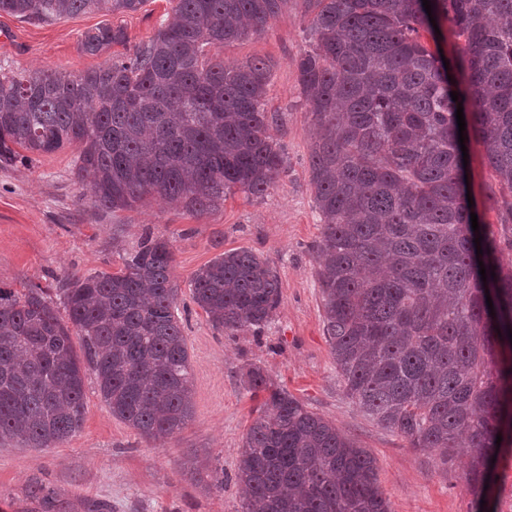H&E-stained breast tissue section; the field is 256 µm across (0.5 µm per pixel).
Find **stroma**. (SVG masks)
Returning <instances> with one entry per match:
<instances>
[{
  "instance_id": "35a3bbf8",
  "label": "stroma",
  "mask_w": 512,
  "mask_h": 512,
  "mask_svg": "<svg viewBox=\"0 0 512 512\" xmlns=\"http://www.w3.org/2000/svg\"><path fill=\"white\" fill-rule=\"evenodd\" d=\"M170 0H147L130 14L87 13L53 22L0 15V62L21 71H86L132 54L170 13ZM306 0H285L261 31L224 46L225 62L264 59L271 68V133L288 173L261 198L228 193L196 217L147 198L134 207L95 206L71 169L67 146L0 168V280L21 288L55 289L74 275L119 271V249L145 232L168 239L179 296L174 309L186 339L194 416L164 442H149L101 401L86 379L80 432L46 450L0 443V512H242L236 477L243 439L257 405L246 388L249 368L261 367L278 386L356 439L374 458L391 512H469L468 453L441 462L379 426L347 395L324 332L312 247L321 232L309 181L312 119L299 93L296 61L309 48ZM124 27L127 44L98 55L82 51V35L104 23ZM477 208L490 224L503 262L512 263V224L487 209L498 187L482 145L469 151ZM248 250L270 261L281 304L258 331H219L194 303L190 281L215 256Z\"/></svg>"
}]
</instances>
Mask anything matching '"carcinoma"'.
Wrapping results in <instances>:
<instances>
[{
    "instance_id": "carcinoma-1",
    "label": "carcinoma",
    "mask_w": 512,
    "mask_h": 512,
    "mask_svg": "<svg viewBox=\"0 0 512 512\" xmlns=\"http://www.w3.org/2000/svg\"><path fill=\"white\" fill-rule=\"evenodd\" d=\"M145 2L0 0V14L50 22ZM174 2L133 55L94 70L0 65V167L73 146V175L113 211L150 196L202 216L232 188L264 196L288 172L266 111L270 66L218 55L263 29L285 0ZM307 2L312 43L296 66L314 126V254L337 373L360 409L409 447L446 464L465 442L478 506L493 458L512 447V264L500 261L488 225L472 230L456 109L472 102L468 123L500 187L488 208L506 223L512 0H431L430 15L422 0ZM431 16L463 40L453 77L422 41L435 37ZM127 42L121 26L81 37L93 55ZM120 259L116 273L67 279L59 306L38 285L0 281V440L52 448L76 436L89 376L112 415L145 439L165 440L191 419L172 246L147 233ZM191 292L218 330L257 331L281 302L277 273L247 250L201 267ZM247 383L264 397L238 465L244 512H390L375 460L353 438L261 369Z\"/></svg>"
}]
</instances>
